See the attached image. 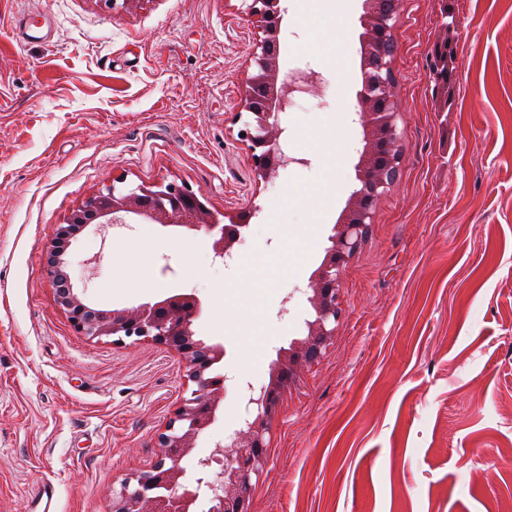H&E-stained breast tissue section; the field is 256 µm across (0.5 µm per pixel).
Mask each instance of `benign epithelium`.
<instances>
[{"label":"benign epithelium","mask_w":512,"mask_h":512,"mask_svg":"<svg viewBox=\"0 0 512 512\" xmlns=\"http://www.w3.org/2000/svg\"><path fill=\"white\" fill-rule=\"evenodd\" d=\"M279 3L252 0L249 7L263 37L257 43V72L248 78L245 90V107L254 115L256 127L243 133L251 143L255 169L263 176L290 164H308L285 151V129L279 125L278 115L293 105L296 96L310 93L321 83V76L314 71L297 69L281 74ZM398 12L399 0H363L358 36L362 87L356 94L363 129L356 164L361 188L352 194L333 225L330 246L310 277L308 302L314 318L306 320L304 337L278 350L268 383L246 385L243 396L252 409L251 417L231 442L219 441L208 456L193 460L196 484L184 481L182 462L190 456L199 434L214 423L225 394L224 377L209 375L213 365L224 358V345L205 342L194 329L202 311L201 300L191 293H175L132 308L101 309L86 298L87 286L73 280L65 255L71 240L90 224L105 234L144 220L182 235L203 231L211 237L214 256L223 259L240 240L245 225H224L195 193L174 184H158L127 193L108 186L86 197L56 228L45 252L44 271L57 304L78 332L90 337L111 336L115 343L134 337L161 344L180 355L188 380L196 384L192 397L184 400L158 435L157 461L136 476L135 483H125L112 496L111 512H190L203 486L210 492L208 512H249L252 478L265 465V436L275 423L280 398L296 384L299 370L318 363L332 344L345 316L343 270L365 242L378 199L399 174V103L389 80Z\"/></svg>","instance_id":"obj_1"}]
</instances>
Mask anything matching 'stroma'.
Masks as SVG:
<instances>
[{
	"label": "stroma",
	"mask_w": 512,
	"mask_h": 512,
	"mask_svg": "<svg viewBox=\"0 0 512 512\" xmlns=\"http://www.w3.org/2000/svg\"><path fill=\"white\" fill-rule=\"evenodd\" d=\"M251 0H0V512H27L49 482L55 512H110L112 495L149 469L157 436L195 389L180 356L147 341L78 333L43 270L54 231L113 180L195 193L222 223L245 224L234 252L262 261L255 321L226 301L238 266L212 257L204 233L156 224L73 240L70 272L97 261L87 294L128 308L174 292L202 301L199 336L224 345L218 420L193 456L230 440L246 416L242 384L266 383L278 348L302 336L309 278L360 186L361 0L347 12L349 65L305 52L325 35L331 0H281L282 68L324 81L281 116L342 150L340 165L292 166L265 178L239 138L259 32ZM47 34L22 35L21 15ZM392 64L403 156L369 234L341 281L346 315L324 357L280 400L253 479L250 512H512V0H400ZM448 46V104L433 79ZM332 171L333 204L311 225L309 202L270 212L293 181ZM315 234L282 273L280 224Z\"/></svg>",
	"instance_id": "35a3bbf8"
}]
</instances>
